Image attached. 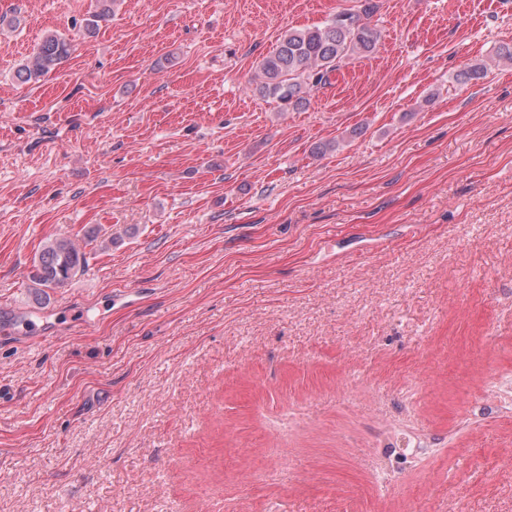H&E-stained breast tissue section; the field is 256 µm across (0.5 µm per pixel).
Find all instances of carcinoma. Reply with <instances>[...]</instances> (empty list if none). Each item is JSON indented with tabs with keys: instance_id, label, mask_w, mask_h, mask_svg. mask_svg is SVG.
Instances as JSON below:
<instances>
[{
	"instance_id": "obj_1",
	"label": "carcinoma",
	"mask_w": 512,
	"mask_h": 512,
	"mask_svg": "<svg viewBox=\"0 0 512 512\" xmlns=\"http://www.w3.org/2000/svg\"><path fill=\"white\" fill-rule=\"evenodd\" d=\"M115 0H96V9L86 20L92 31L107 20ZM374 0H362L360 10L341 11L321 27L289 28L284 31L276 49L262 57L255 69V90L263 97L277 101L283 108L299 110L310 104L312 93L330 83V77L342 64L372 55L380 40V32L371 23L377 11ZM66 39L48 34L16 70L18 81H36L60 64L70 54ZM86 264L80 244L67 235L48 240L34 261L30 280L45 289L68 283Z\"/></svg>"
}]
</instances>
